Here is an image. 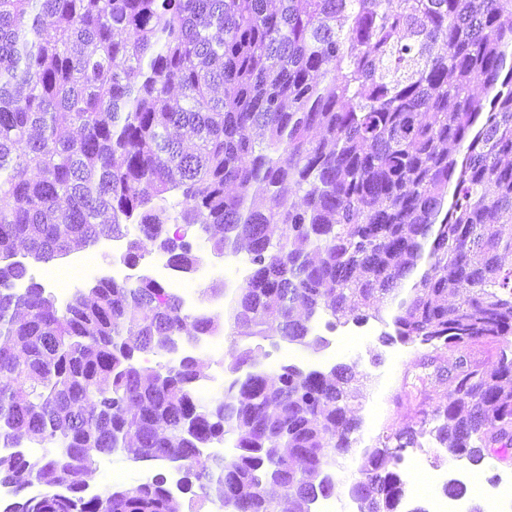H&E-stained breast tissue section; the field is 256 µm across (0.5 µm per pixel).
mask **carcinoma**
I'll use <instances>...</instances> for the list:
<instances>
[{"mask_svg":"<svg viewBox=\"0 0 512 512\" xmlns=\"http://www.w3.org/2000/svg\"><path fill=\"white\" fill-rule=\"evenodd\" d=\"M278 2L0 0V482L28 477L9 512H100L103 497L170 512L160 472L90 495L73 478L118 450L182 470L183 491L225 512L335 492L360 429L355 366L272 374L234 344L204 401L198 357L143 362L218 317L146 275L59 306L25 262L127 237L125 264L157 252L192 273L202 257L172 220L212 253L246 251L233 338L319 346L315 315L360 324L425 263L383 342L457 353L429 418L449 454L477 465L512 445V0ZM227 435L233 455L204 454ZM422 436L360 449L359 512H398L402 452Z\"/></svg>","mask_w":512,"mask_h":512,"instance_id":"carcinoma-1","label":"carcinoma"}]
</instances>
